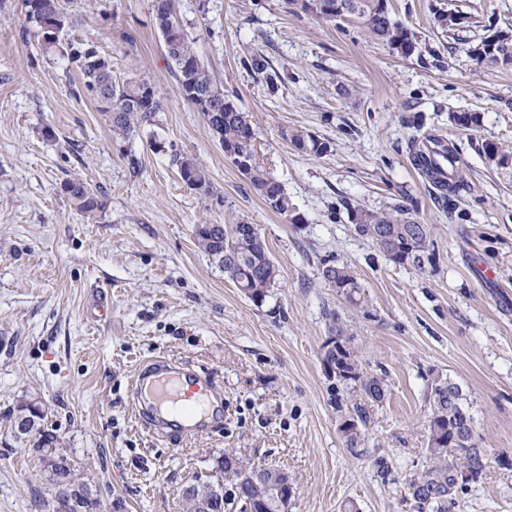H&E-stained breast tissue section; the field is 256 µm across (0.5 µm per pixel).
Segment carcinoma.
Returning a JSON list of instances; mask_svg holds the SVG:
<instances>
[{
  "label": "carcinoma",
  "mask_w": 512,
  "mask_h": 512,
  "mask_svg": "<svg viewBox=\"0 0 512 512\" xmlns=\"http://www.w3.org/2000/svg\"><path fill=\"white\" fill-rule=\"evenodd\" d=\"M28 21L37 29L50 26L58 19L66 26L74 23L70 9L73 0H23ZM161 11L157 12L160 31L167 57L175 68L180 97L193 111L199 113L204 124L218 139L224 156L249 180L253 189L275 213L296 224L301 217L295 209L283 185L277 181L257 160L254 150L255 130L250 116L242 111L236 102L217 84L211 71L200 58L194 41L185 33L177 16V0H156ZM299 5L304 12L334 20L355 16L364 20L377 39L386 43L402 56H410L416 50V42L408 29L391 19L386 0H289ZM440 26L448 32L463 28L466 17L456 13H441L437 16ZM512 41V35L499 32L486 37L470 47L472 57L480 64L493 67L512 64V50L506 51L502 42ZM45 53H58L68 59L79 76L83 94L95 101L98 93L107 92L112 105H97L109 120L110 125L126 135L132 134L143 125H150L156 113L161 111L162 102L153 87L132 78L116 81L112 77V65L97 64L100 57L92 43L79 47L71 44L63 47L50 40L42 41ZM250 69L266 76L276 84L277 74L267 73L268 62L260 55L248 59ZM224 105L222 118L216 119L211 104ZM289 142L295 150L311 155H322L328 145L315 136L303 131L289 134ZM172 162L177 166L182 181L193 180L192 191L208 200L209 206H224V194L218 190L206 167L196 158L174 153ZM62 190L76 211L94 215L103 206L100 190L80 180H69ZM406 211L397 208L392 213H378L359 210L353 217L358 235L370 240L394 264L410 265L424 269L431 262V228L427 224H415L404 219ZM198 247L217 265L224 269V275L256 304H263L270 288L276 283L278 269L270 257L260 231L244 222L236 224H198L195 226ZM323 279L337 294L350 304H358L357 295L361 285L343 264H325L321 270ZM356 353L346 347L336 349V365L343 374L335 379L334 397L351 403L348 419L355 421L353 430L343 435L346 448L354 455L362 452L363 428L366 427L367 405L381 402L386 396L384 379L366 374L355 368ZM426 399L430 414L427 424V457L425 470L416 473L407 481V491L416 503L418 512H448V504L454 503L458 494L466 487L456 483L455 474L466 471L472 474L471 483L486 478L490 461L486 450L478 439L464 444L453 440V430L468 427L474 430V419L463 402L459 385L449 379H434L427 387ZM71 469H66L60 478H49V484L58 488V502L71 501L69 512H87L91 506L84 484L70 480ZM236 484V502L239 512H283L291 495L277 493L263 482L254 478L253 471L240 464Z\"/></svg>",
  "instance_id": "cac0c4a2"
}]
</instances>
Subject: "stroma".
Segmentation results:
<instances>
[{
    "label": "stroma",
    "instance_id": "stroma-1",
    "mask_svg": "<svg viewBox=\"0 0 512 512\" xmlns=\"http://www.w3.org/2000/svg\"><path fill=\"white\" fill-rule=\"evenodd\" d=\"M179 16L226 94L249 112L254 147L299 223L274 213L180 97L154 24L155 0H81L63 35L93 43L116 78L151 84L163 108L132 137L83 95L66 57L39 49L22 0H0V512L42 507L32 441L10 420L40 401L93 503L91 512H183V489L225 450L288 472V512H416L407 479L427 466V385L457 383L491 460L487 480L448 512H512V64L490 69L471 44L512 33V0H388L415 37L401 56L356 17L325 20L287 0H178ZM465 15L455 34L442 11ZM265 55L270 92L248 70ZM456 112L479 117L456 126ZM327 143L296 151L289 132ZM453 144L464 187L426 184L409 148ZM163 149H156V142ZM494 144L504 159L483 152ZM196 157L224 194L208 208L171 153ZM103 188L92 217L62 191ZM407 210L430 225L424 269L397 265L354 230L357 210ZM257 225L279 275L255 305L197 245L202 222ZM351 268V306L320 274ZM339 316L362 371L384 378L363 454L346 448L323 365ZM157 358L212 377L221 410L193 437L154 434L131 401L135 369Z\"/></svg>",
    "mask_w": 512,
    "mask_h": 512
}]
</instances>
